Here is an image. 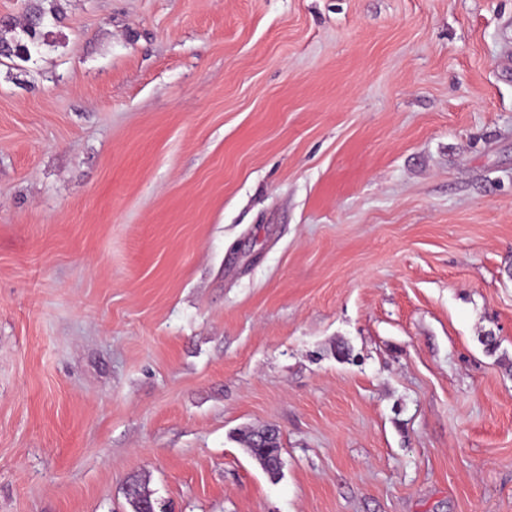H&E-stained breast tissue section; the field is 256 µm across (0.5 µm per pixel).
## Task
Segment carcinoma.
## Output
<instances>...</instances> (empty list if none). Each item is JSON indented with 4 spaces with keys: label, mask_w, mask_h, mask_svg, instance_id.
I'll list each match as a JSON object with an SVG mask.
<instances>
[{
    "label": "carcinoma",
    "mask_w": 512,
    "mask_h": 512,
    "mask_svg": "<svg viewBox=\"0 0 512 512\" xmlns=\"http://www.w3.org/2000/svg\"><path fill=\"white\" fill-rule=\"evenodd\" d=\"M59 9L56 3L49 7L38 5L31 9L23 21H3L0 23V58L20 59L29 61L41 54L44 46L48 45L49 36L52 31L49 27L58 20ZM247 452L257 460L263 469L276 475L280 471L278 458L274 455L256 447V434H248L244 438Z\"/></svg>",
    "instance_id": "1"
}]
</instances>
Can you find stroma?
Wrapping results in <instances>:
<instances>
[{"instance_id": "1", "label": "stroma", "mask_w": 512, "mask_h": 512, "mask_svg": "<svg viewBox=\"0 0 512 512\" xmlns=\"http://www.w3.org/2000/svg\"><path fill=\"white\" fill-rule=\"evenodd\" d=\"M57 4L0 61V512H512V0ZM55 2L51 1L49 8L43 5L34 7L25 15L22 22L8 20L0 23L1 61H13L16 58L27 62L41 54L52 34L48 28L58 20L59 9ZM7 34L10 36L7 37ZM257 432L253 434L250 432L245 436L243 442L246 445L247 452L251 455V457L260 463V465L268 474H271L272 476H275L278 473L280 474L278 458L274 457V454L267 453L262 448H256V444L258 442L256 441Z\"/></svg>"}]
</instances>
